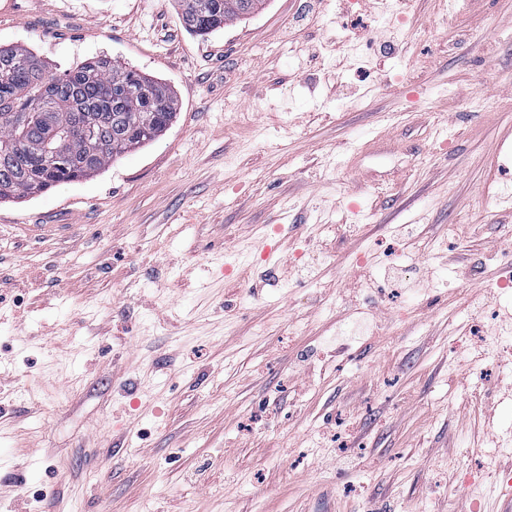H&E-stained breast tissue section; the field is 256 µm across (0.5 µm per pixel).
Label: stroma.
<instances>
[{
  "mask_svg": "<svg viewBox=\"0 0 512 512\" xmlns=\"http://www.w3.org/2000/svg\"><path fill=\"white\" fill-rule=\"evenodd\" d=\"M182 108L0 202V512H490L512 477V0H0ZM267 238L284 263L251 252ZM178 16L183 28L196 36H206L229 22L241 20L262 9L265 0H250L254 6L246 8L249 0H177Z\"/></svg>",
  "mask_w": 512,
  "mask_h": 512,
  "instance_id": "obj_1",
  "label": "stroma"
}]
</instances>
